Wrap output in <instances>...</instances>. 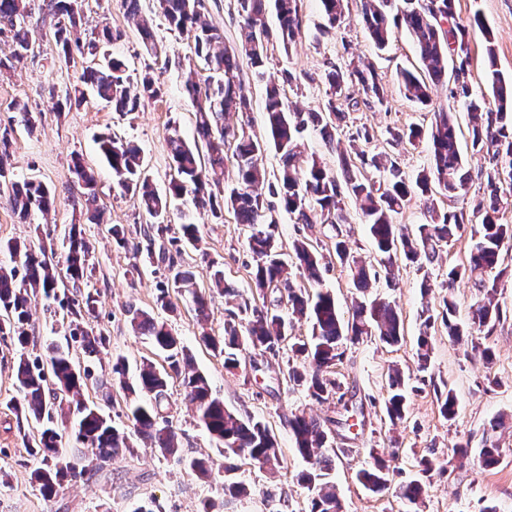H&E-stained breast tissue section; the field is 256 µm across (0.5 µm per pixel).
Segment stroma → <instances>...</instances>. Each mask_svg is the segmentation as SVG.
Returning a JSON list of instances; mask_svg holds the SVG:
<instances>
[{"instance_id": "stroma-1", "label": "stroma", "mask_w": 512, "mask_h": 512, "mask_svg": "<svg viewBox=\"0 0 512 512\" xmlns=\"http://www.w3.org/2000/svg\"><path fill=\"white\" fill-rule=\"evenodd\" d=\"M460 20L481 14L494 36L496 67L512 77V0H456ZM140 11L153 19V34L160 46L158 55L148 54L135 21L122 0H86L83 27L85 39H93L102 26L123 31L121 41L109 46L112 56L125 61L131 72L150 70L161 85L162 98L144 103L132 113L115 111L111 103L87 94L80 107L58 108V101L82 72L81 61L63 63L52 39L51 29L39 17H32V46L26 59L10 74L0 76V129L11 134L9 177L34 178L56 194L57 206L49 214H32L20 221L7 193L0 192V241L18 240L42 246L62 254L64 231L68 225H83L96 247V270L84 283V290L97 299L99 317L95 331L106 336L105 347L94 356L96 375L110 376L112 362L124 357L129 371L126 385L136 381V367L152 357L153 347L146 336L137 334L127 314L128 306L155 311L158 285L163 270L135 247H146L147 216L136 195L118 187L111 169L98 153V139L116 133L141 151L147 173L157 189L167 184L172 164L167 138L179 133L193 141L195 116L183 90V70L194 55V40L185 33L170 30L158 8L157 0H140ZM362 0H349V15L338 31L325 33L320 0H303L302 32L289 50H275L266 63L264 78H256L250 68H242L241 77L252 103L253 130L263 133V109L267 79H280L289 70L297 78V88H285L288 101L301 108H315L325 100L323 77L330 65L350 59L372 62L383 77L389 94L387 109L363 108L349 112L340 135H348L359 124L372 127L375 147L386 144L387 130L393 126L428 125L439 107L451 104L448 85L433 88L431 100L422 105L408 100L401 91L396 72L418 65L412 38L398 32L385 51H378L361 24ZM27 105L36 121L28 130L13 109ZM452 105V104H451ZM81 154L97 177L98 205L103 223L90 220L73 198V154ZM199 227L198 246H183L177 261L189 269L202 290H208L212 270L210 260L224 268L226 283L239 295L255 297L251 280L253 259L246 250L247 229L233 212H225L217 222L208 214H195ZM123 225L128 248L112 241L109 229ZM278 240L283 252H290L294 240L305 238L332 252L335 231L327 224H297L287 213L279 215ZM422 275L413 265L399 263L392 282H379L366 291L354 286L349 270L332 262L322 286L334 296L343 315H350L355 302L384 298L396 302L401 313L404 338L389 346L376 340L347 345L335 367L337 378L347 393L362 403L363 412L353 427L342 425L346 413L335 400L317 401L300 388L287 384L288 349L265 354L256 365H241L227 370L222 357L215 355L202 341L201 329L221 335L224 331V294L209 292L206 322H199L190 294L170 288V307L161 317L178 336L192 358L196 370L203 373L214 396L227 408L266 422L280 448V463L275 470L259 468L247 460L237 463L235 479L244 482L247 496L231 499L224 495L226 474L224 457L199 425L196 409L185 397L180 380L168 387V411L180 441L179 456H165L136 434H129L131 452H124L95 477H79L65 483L57 496L45 498L32 478L41 462L30 456L22 442L14 415L7 402L18 396L15 361L18 354L31 358L47 355L49 343H64L67 315L65 309L49 313L44 300L32 304L25 350L11 340L0 339V512H135L151 504L154 512H203L213 504L214 512H309L311 491L299 480L308 464L296 452L293 439L284 425V415L302 411L319 420L335 422L334 439L327 449L334 461L330 479L343 504V512H512V427L499 431L503 456L498 466L483 467L479 462L482 436L489 422L498 415L512 416V276L499 282L496 300L503 311L492 331L478 332V342L494 352L492 363L467 358L463 346L449 340L443 325H436L431 338V361L426 370H418L415 347L419 335V313L423 304L438 306L439 289L422 292ZM399 367L408 379V408L402 421L390 422L384 401L388 374ZM451 389L457 399L455 420L440 412L439 388ZM457 441L468 443L466 457L453 453ZM210 456L216 465L210 478L197 479L188 473L182 460ZM386 461L390 487L381 493L365 489L356 479L359 470L368 467L372 457ZM430 459L435 468L423 474L422 460ZM421 480L424 491L414 508H407L398 495L401 485Z\"/></svg>"}]
</instances>
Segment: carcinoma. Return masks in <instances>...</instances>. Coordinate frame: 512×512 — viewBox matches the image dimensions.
<instances>
[{"instance_id": "carcinoma-1", "label": "carcinoma", "mask_w": 512, "mask_h": 512, "mask_svg": "<svg viewBox=\"0 0 512 512\" xmlns=\"http://www.w3.org/2000/svg\"><path fill=\"white\" fill-rule=\"evenodd\" d=\"M84 2L43 0L39 6L42 18L50 20L59 58L66 63L77 54L94 56L98 43L110 44L123 37L121 31L105 25L98 32V39L82 40ZM139 2L123 0L128 12L139 18L144 46L155 52L153 20L140 15ZM269 2L273 3L278 19L274 31L265 22ZM403 3V8L394 13L392 0H364L362 23L379 49L386 48L398 30L412 37L419 70L401 69L396 74L405 97L412 101L429 103L431 85L448 79V56L452 55L453 44L469 42L475 29L486 42L494 107L472 97L468 56L459 59L453 69L454 86L450 89V98L463 103L470 113L468 135L472 151L489 156V167L480 172L484 178L483 195L468 207L453 205L454 201L467 198L472 178L458 150L453 112L446 108L434 113V121L428 128L432 164L413 178L401 168L393 153L380 150L369 154L356 148L358 142L368 145L374 140L373 131L364 124L349 133V148L341 147L338 128L346 115L339 101L350 99V85L357 84L364 95L362 102L352 103L355 108L360 104L368 108L383 107L387 102L386 83L369 62H351L344 70L332 68L326 74L325 100L318 111L290 105L279 86L268 83L264 106L266 135L259 137L252 131L251 100L238 78L240 63L247 62L256 76L264 77L269 47L277 45L286 51L301 33V0H236L238 35L232 41L226 40L223 29L204 19L201 0H158L170 28L193 34L194 54L209 72L202 82L191 66L184 83L195 111L197 139L187 143L176 133L169 137L172 166L162 193L151 184L134 145L115 134L102 136L98 141L117 185L141 196L150 228L158 237L169 231L171 206L182 202L185 210L181 216L187 222L181 224L182 235L168 239L175 253H181V246L186 243L198 242V226L189 217L200 209H209L217 219L222 217L224 209H230L238 223L250 229L247 246L254 261L251 275L256 290L262 293L272 288L279 292V299L275 304L257 305L247 300L235 303L225 309L224 334L205 333L203 340L213 352L224 357V367L232 370L240 366L247 350L273 355L279 352L282 341L290 336L291 316L306 317L311 333L308 339L291 344L290 351L299 364L288 367V381L305 387L318 401L333 397L339 402L344 400L341 383L331 377L332 368L342 356L343 345L358 343L368 336L394 345L400 341L402 323L396 306L385 299H375L368 305L355 303L351 318L346 320L330 292L318 289L311 293L296 286L292 271L318 283L329 262L308 240L294 241L289 257H284L277 238L276 213L280 209L293 216L297 224H329L336 229V258L349 268L354 285L360 290L369 288L382 276L391 279L394 266L403 259L423 272L421 288L428 291L433 287V270L439 265L443 245L464 225L479 219L475 231L478 242L470 246L467 264L448 269L447 278L439 283V287L450 290L442 296L440 309L426 305L419 313L416 357L421 369L429 364V336L439 321L448 330L450 339L466 347L468 356L491 363V348L475 342L473 331L490 330L502 318V310L493 302V293L497 281L507 272L502 267L503 252L512 247V224L503 223L500 217L501 210L512 205V78L504 79L495 69L491 29L480 15H473L466 23L458 21L455 0H403ZM321 4L325 27L340 28L346 20L348 0H321ZM31 17V0H0V36L9 37L13 45L11 55L0 58V71L14 67L28 55ZM87 87L112 103L117 112H134L142 103L163 95L150 71L133 76L126 64L114 57H105L83 68L79 84L66 92L65 103L81 105ZM231 113L239 118L238 125L233 127L226 124V116ZM309 129L319 131L336 153V170L305 153L302 138ZM388 134L387 143L391 146L403 142L414 145L422 131L410 125L391 127ZM269 148L281 160V168L273 176L267 175L259 165V156ZM228 154L233 158L234 175L232 187L226 189L224 156ZM72 163L79 187L77 199L94 219L96 214L91 209L96 203L95 172L78 155ZM417 193L424 198L426 221L405 233L394 218ZM436 194L447 197L450 205L437 207ZM348 199L359 203L364 224L381 256L378 269L372 262L351 254L339 230L340 225L348 223ZM9 201L19 218L25 220L34 212L49 213L55 206V194L42 182L23 178L10 182ZM0 254L9 260L7 264L0 262V337L26 347L32 300L39 295L48 302L62 298L66 300L70 340L79 344L87 356L98 352L106 338L91 326L97 318V299L81 292V284L92 277L96 268L93 246L81 225L71 224L65 232L62 272L46 258L43 247L36 250L17 241L0 242ZM159 256L167 263V276L159 283L157 305L162 309L169 307L168 287L172 284L191 294L198 315L207 316V298L196 289L192 273L178 266L168 248H159ZM464 278L474 281L478 290L466 325L456 318V303L451 293L455 283ZM127 313L131 324L149 337L156 355L164 362L158 367L152 360L144 359L137 367V384L129 390L146 398H138L129 405L127 418L133 432L163 455L179 454L178 435L172 421L163 414L168 384L175 377L181 379L199 421L224 458H244L262 468L274 465L279 448L268 425L227 409L223 401L212 396L207 378L189 368L185 347L166 323L132 306ZM74 363L71 348L59 345L51 348L44 362L31 361L21 354L16 363V379L22 395L9 405L18 423L36 424L35 431L25 434L23 442L28 454L42 461L34 479L42 494L49 498L56 495L66 480L84 475L91 478L129 449L125 432L112 425L98 404L83 398V388L93 373L88 368L82 374L73 372ZM95 384L101 400L111 402L112 384L98 378ZM403 387L401 372L393 371L385 400L386 414L393 422L405 416ZM439 400L442 415L450 421L455 419L456 397L452 390L439 392ZM57 412L75 417L71 435L87 449L82 466L61 451L62 436L53 427ZM285 423L297 452L311 463V469L301 474V480L314 491L310 512H342L335 487L327 480L332 459L323 452L332 436L331 429L304 414H294ZM501 425L500 420L494 419L484 431L480 459L485 466L496 464L502 454L497 439ZM185 467L200 478L212 471L211 461L205 457L187 458ZM357 479L364 488L382 492L389 483V467L384 460L376 458L370 467L358 473Z\"/></svg>"}]
</instances>
